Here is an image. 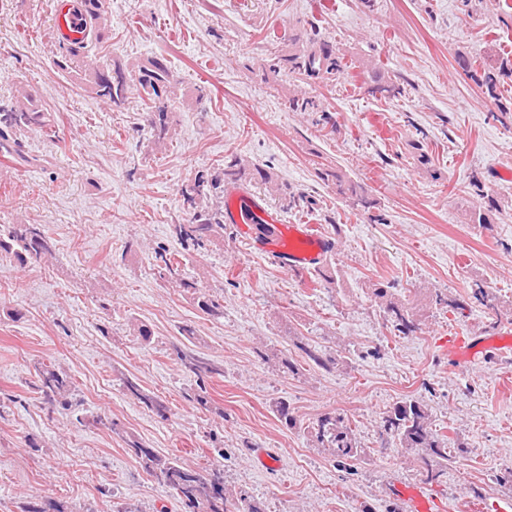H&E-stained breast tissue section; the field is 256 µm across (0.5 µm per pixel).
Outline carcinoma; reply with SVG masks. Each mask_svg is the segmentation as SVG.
Wrapping results in <instances>:
<instances>
[{
    "label": "carcinoma",
    "instance_id": "carcinoma-1",
    "mask_svg": "<svg viewBox=\"0 0 512 512\" xmlns=\"http://www.w3.org/2000/svg\"><path fill=\"white\" fill-rule=\"evenodd\" d=\"M85 13L88 22L86 39L70 44L66 54L58 61V68L76 77L88 44L102 39L103 0H86ZM457 64L481 90L485 98L492 101L498 112L492 117L505 124L512 120V97H503L501 87L512 80V57L497 56L491 62L478 66L466 56H459ZM272 69L285 70L290 74L307 79L333 82L349 74L352 64L336 48L326 41L311 37L308 33L296 31L288 35V54L281 56ZM139 86L140 98L147 115V122L157 142L164 141L170 132V114L173 112L170 94L175 83L174 75L157 60H150L138 66L136 74L126 75L118 68L96 69L87 79V86L98 97L116 106L127 98L128 83ZM371 92L385 98L403 93V88L377 73L373 76ZM295 112H324L326 107L313 96H295L289 100ZM52 127L47 112L32 95L26 94L23 100L11 107H0V146L9 142L10 137H18L33 130ZM321 178L330 179L336 185V195L350 205L363 210L374 207L366 187L354 181L339 170L332 168L321 171ZM259 180L270 194L279 196L286 210L313 206L315 201L302 194H295L282 188L274 176L260 168L248 169L237 160L224 167V178L218 179L202 172L196 174L194 182L182 191L190 219L186 224L175 225L174 232L181 244L202 248L224 227V183H247ZM471 191L486 207L471 212L474 224L490 223V214L499 211L498 200L489 196L484 182L476 176L470 181ZM51 253L45 229L40 224H10L0 229V255L15 260L20 265L37 262ZM179 287L192 289L198 293L200 310L212 317L223 314L224 305L218 297L199 291L194 282L182 280ZM471 297L480 305L493 311L498 310L497 297L485 288L483 282L470 285ZM375 297L380 300L385 312V320L392 328L403 335L418 329L419 312L416 308L388 298L387 290L375 289ZM305 357L317 367L330 370L340 362L341 355L331 356L321 353L308 345L300 346ZM37 390L45 403L53 406L68 405L67 396L73 386L71 376L56 368L52 363L43 364L36 371ZM124 389L131 397L148 409L161 414L165 411L163 402L145 392L135 380L125 378ZM381 429L388 438L401 448H415L421 451L425 482H440L447 473L451 460L448 436L433 429L431 413L426 405L414 399L396 403L381 418ZM319 448L328 451L340 463L359 459L364 448L358 442L349 420L335 412L318 416L315 421L303 428ZM127 450L140 464L145 473L160 485L172 490L183 502L186 512H265L263 505L246 495L233 501L226 496L224 484L208 485L203 477L209 470L186 465L176 459L166 457L150 448L141 439L130 436L125 440Z\"/></svg>",
    "mask_w": 512,
    "mask_h": 512
}]
</instances>
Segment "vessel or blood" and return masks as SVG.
Returning a JSON list of instances; mask_svg holds the SVG:
<instances>
[{"label":"vessel or blood","instance_id":"obj_1","mask_svg":"<svg viewBox=\"0 0 512 512\" xmlns=\"http://www.w3.org/2000/svg\"><path fill=\"white\" fill-rule=\"evenodd\" d=\"M54 33L58 40L70 43L83 40L86 30L83 13L75 0H55ZM224 221L240 225L247 243L258 252L290 272H301L317 267L327 256L331 241L314 224H286L280 216L249 197L244 191L234 190L228 195ZM267 225L264 235H257L254 227ZM512 350V333L495 336H449L442 353L450 364L461 370L473 368L489 353L506 356ZM392 494L403 502L406 512H446L442 500L428 493L422 486L397 481Z\"/></svg>","mask_w":512,"mask_h":512}]
</instances>
